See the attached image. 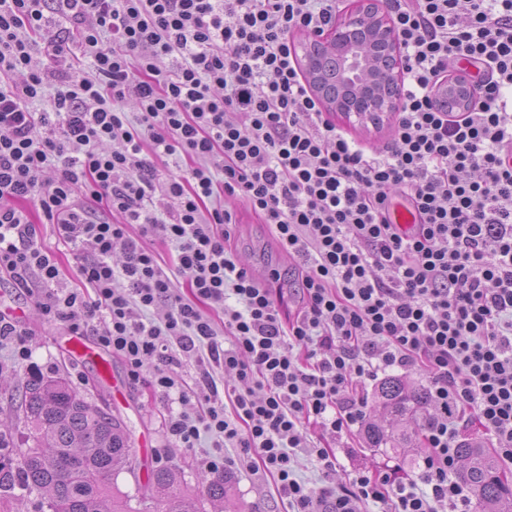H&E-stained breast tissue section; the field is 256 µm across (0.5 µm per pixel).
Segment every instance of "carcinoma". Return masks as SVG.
Masks as SVG:
<instances>
[{
    "instance_id": "carcinoma-1",
    "label": "carcinoma",
    "mask_w": 512,
    "mask_h": 512,
    "mask_svg": "<svg viewBox=\"0 0 512 512\" xmlns=\"http://www.w3.org/2000/svg\"><path fill=\"white\" fill-rule=\"evenodd\" d=\"M375 398L399 422L416 421L430 405L428 390L392 375L380 381ZM21 408L24 422L34 431V444L0 457V472L41 495L48 512H150L133 508L131 497L116 483L122 471L135 470L134 448L108 408L87 401L60 375L26 380ZM364 434L375 448H406L412 442L406 428L388 430L375 421L367 422ZM457 454L458 478L471 487L481 512H512V482L498 459L470 439L460 442ZM229 483L218 473L196 496L175 466H156L148 478L161 493V512H206V504L224 502Z\"/></svg>"
}]
</instances>
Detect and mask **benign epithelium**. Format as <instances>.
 Instances as JSON below:
<instances>
[{"label":"benign epithelium","mask_w":512,"mask_h":512,"mask_svg":"<svg viewBox=\"0 0 512 512\" xmlns=\"http://www.w3.org/2000/svg\"><path fill=\"white\" fill-rule=\"evenodd\" d=\"M353 7L336 26L308 39L305 66L312 67L316 59L334 63L338 75V95L335 100L324 97L321 72L313 71V90L324 98L330 110L345 116L369 119L376 115L386 119L399 110V82L403 72V48L382 0H352ZM384 77L383 88L373 97L361 100L348 89ZM477 88L451 80L439 84L437 99L447 111L469 107Z\"/></svg>","instance_id":"obj_1"}]
</instances>
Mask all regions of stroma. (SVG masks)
Segmentation results:
<instances>
[{
    "instance_id": "stroma-1",
    "label": "stroma",
    "mask_w": 512,
    "mask_h": 512,
    "mask_svg": "<svg viewBox=\"0 0 512 512\" xmlns=\"http://www.w3.org/2000/svg\"><path fill=\"white\" fill-rule=\"evenodd\" d=\"M233 250L238 260L261 280L265 279L268 269L285 272L294 265L270 228L247 212L241 215ZM22 322L29 332L32 360L41 367L43 376L64 375L88 401L109 407L129 432L136 450L137 471L119 474L117 484L122 491L136 498L154 497V490L147 487V472L162 464L179 466L190 485L199 487L206 473L203 465L206 449L179 448L168 441L162 420L166 404L156 399L143 384L131 382L120 357L114 354L109 357L112 376L124 395L123 402L117 403L104 391L96 367L77 364L70 358L65 347L68 334L65 326L48 322L35 311L24 316ZM29 376V371L23 367L0 375V439L15 449L27 447L29 443V432L19 407L22 387ZM332 446L336 450L337 476L358 469L372 471L386 465H397L412 473L424 449V440L416 438L409 448H373L366 443L363 431L357 430L336 437ZM227 473L234 484V495L225 500L223 512H288V501L280 496L274 480L255 466L236 465L229 467Z\"/></svg>"
}]
</instances>
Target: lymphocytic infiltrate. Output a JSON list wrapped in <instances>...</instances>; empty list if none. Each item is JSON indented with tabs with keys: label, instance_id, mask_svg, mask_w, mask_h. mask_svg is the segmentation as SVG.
Returning a JSON list of instances; mask_svg holds the SVG:
<instances>
[{
	"label": "lymphocytic infiltrate",
	"instance_id": "obj_1",
	"mask_svg": "<svg viewBox=\"0 0 512 512\" xmlns=\"http://www.w3.org/2000/svg\"><path fill=\"white\" fill-rule=\"evenodd\" d=\"M385 7L404 102L370 153L326 117L290 42L330 28L339 0H0V281L120 356L169 402V440L207 444L210 471L228 448L259 456L291 512H471L466 426L512 460V0ZM452 61L480 74L464 112L435 102ZM237 202L295 258V288L228 250ZM43 224L77 285L60 287ZM391 369L429 385L420 470L335 481L310 430L361 428L363 387ZM40 239L43 248L55 255L63 271L62 286H72L77 283L75 265L69 248L59 242L54 227L51 224L40 225Z\"/></svg>",
	"mask_w": 512,
	"mask_h": 512
}]
</instances>
